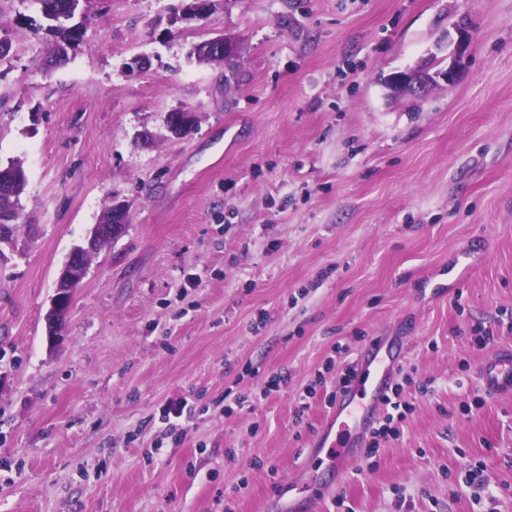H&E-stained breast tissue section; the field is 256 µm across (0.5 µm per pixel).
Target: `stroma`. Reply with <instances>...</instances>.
I'll use <instances>...</instances> for the list:
<instances>
[{
  "label": "stroma",
  "mask_w": 512,
  "mask_h": 512,
  "mask_svg": "<svg viewBox=\"0 0 512 512\" xmlns=\"http://www.w3.org/2000/svg\"><path fill=\"white\" fill-rule=\"evenodd\" d=\"M182 2L91 0L49 68L38 4L0 0V165L27 178L0 261V512L312 495L318 512H512V396L477 377L512 347V0H221L190 21ZM219 35L240 48L229 79L190 55ZM427 59L455 83L388 98L383 78ZM179 110L195 123L176 137ZM115 199L127 230L49 348L58 272ZM377 338L403 348L392 380L412 410L316 495L335 409L305 391L335 389Z\"/></svg>",
  "instance_id": "1"
}]
</instances>
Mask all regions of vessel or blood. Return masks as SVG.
I'll list each match as a JSON object with an SVG mask.
<instances>
[{
  "label": "vessel or blood",
  "mask_w": 512,
  "mask_h": 512,
  "mask_svg": "<svg viewBox=\"0 0 512 512\" xmlns=\"http://www.w3.org/2000/svg\"><path fill=\"white\" fill-rule=\"evenodd\" d=\"M394 369L393 360L371 353L360 362V371L349 391L336 404L330 424L336 435L326 444L327 458H342L347 449L360 448L364 438L385 406ZM479 380L486 394H512V350L501 349L479 367Z\"/></svg>",
  "instance_id": "vessel-or-blood-1"
}]
</instances>
